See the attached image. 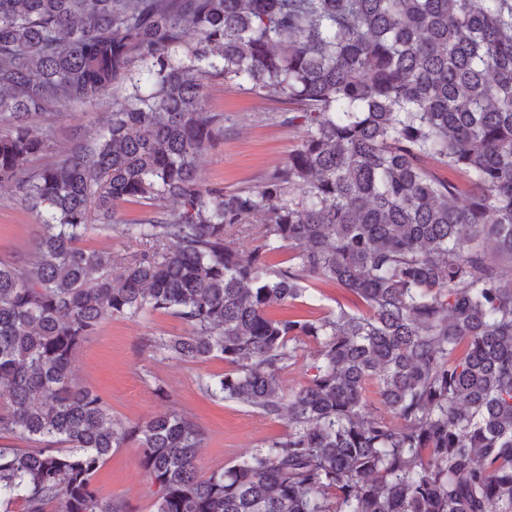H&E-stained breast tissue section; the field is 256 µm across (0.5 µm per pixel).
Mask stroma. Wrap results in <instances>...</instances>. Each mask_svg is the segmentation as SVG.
<instances>
[{
  "label": "stroma",
  "mask_w": 512,
  "mask_h": 512,
  "mask_svg": "<svg viewBox=\"0 0 512 512\" xmlns=\"http://www.w3.org/2000/svg\"><path fill=\"white\" fill-rule=\"evenodd\" d=\"M203 98L208 111L223 113L224 129L198 158L197 176L202 186L227 190L256 186L283 164L302 138L301 129L283 125L284 104L278 98L220 77L204 79ZM111 110L108 97L95 105L53 104L45 108L35 126L50 130L49 146L44 154L28 161V169L69 153L102 127ZM37 234V216L21 204L13 188L0 186V261L28 263ZM315 287V300L275 306L270 315L317 318L340 305L357 306L353 294L333 283L319 281ZM187 330L185 323L167 314L106 319L78 351L73 372L80 384L101 395L116 426L126 427L171 409L191 418L205 434L199 472L206 477L287 434L288 418L269 417L204 392L201 380L224 374L226 365L221 358L187 362L152 351L157 338L180 336ZM95 485L101 497L122 505L126 512H156L155 489L134 444L113 449L98 471Z\"/></svg>",
  "instance_id": "obj_1"
}]
</instances>
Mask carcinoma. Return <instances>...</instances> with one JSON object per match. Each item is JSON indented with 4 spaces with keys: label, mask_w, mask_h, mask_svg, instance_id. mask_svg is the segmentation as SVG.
Returning <instances> with one entry per match:
<instances>
[{
    "label": "carcinoma",
    "mask_w": 512,
    "mask_h": 512,
    "mask_svg": "<svg viewBox=\"0 0 512 512\" xmlns=\"http://www.w3.org/2000/svg\"><path fill=\"white\" fill-rule=\"evenodd\" d=\"M208 75L303 131L255 189L197 182L224 122ZM112 90L92 141L25 171L39 111ZM0 184L42 228L31 263L0 262V435L24 444L0 447V512H123L94 480L129 442L156 512H512V0H0ZM140 200L151 216L115 219ZM94 215L149 247L116 278L79 246ZM259 215L243 256L229 238ZM315 280L362 308L267 314ZM153 312L191 329L156 352L223 358L206 392L288 414V435L202 479L187 416L115 428L72 364L103 320ZM371 380L398 423L368 411ZM314 348V345L309 342L301 344L298 351L300 358L299 363L282 371L280 380L286 393H288L289 389L298 388L300 385L306 383L308 376L305 375L302 364L305 363V361H311L315 350Z\"/></svg>",
    "instance_id": "carcinoma-1"
}]
</instances>
